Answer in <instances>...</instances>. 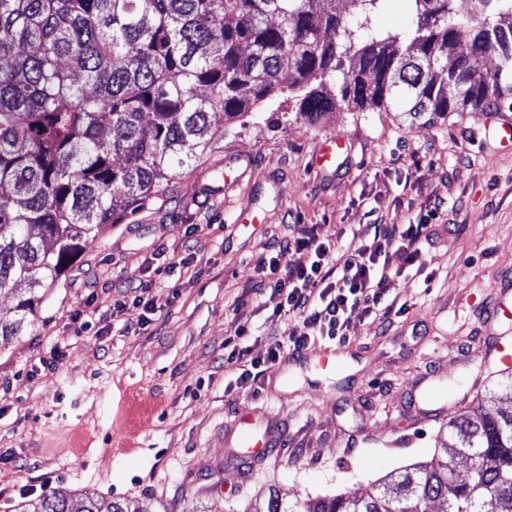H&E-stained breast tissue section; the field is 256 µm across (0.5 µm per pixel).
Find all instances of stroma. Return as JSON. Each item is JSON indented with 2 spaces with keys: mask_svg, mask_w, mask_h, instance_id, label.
Segmentation results:
<instances>
[{
  "mask_svg": "<svg viewBox=\"0 0 512 512\" xmlns=\"http://www.w3.org/2000/svg\"><path fill=\"white\" fill-rule=\"evenodd\" d=\"M499 114L512 107L432 123L344 107L312 125L283 94L217 122L189 166L86 242L31 333L0 350V512L50 491L142 512H244L271 487L287 502L358 495L441 455L448 421L492 413L507 382L480 308L512 270V148L490 127ZM330 136L352 152L321 173L311 156ZM246 204L256 223L239 222ZM434 207L424 270L407 269L393 291L402 312L358 324L342 370L285 355L264 375L276 394L239 387L225 337L249 319L242 344L262 357L290 322L272 319L280 299L258 289L274 243L313 224L351 253L368 244L367 225ZM139 281L156 308L133 335L112 303ZM245 405L282 421L280 448L252 464L224 444Z\"/></svg>",
  "mask_w": 512,
  "mask_h": 512,
  "instance_id": "stroma-1",
  "label": "stroma"
}]
</instances>
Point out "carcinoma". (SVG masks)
I'll return each instance as SVG.
<instances>
[{
    "instance_id": "1",
    "label": "carcinoma",
    "mask_w": 512,
    "mask_h": 512,
    "mask_svg": "<svg viewBox=\"0 0 512 512\" xmlns=\"http://www.w3.org/2000/svg\"><path fill=\"white\" fill-rule=\"evenodd\" d=\"M0 0V349L25 335L82 241L149 199L232 122L286 91L317 121L341 104L413 120L512 100V0H410L401 31L386 0ZM467 51H458L461 35ZM494 57L493 71L483 62ZM511 402L448 422L446 458L362 496L263 512H512ZM32 512H138L125 501L44 494ZM410 3L408 0H388L384 8L374 17V25L380 29L401 30L410 20Z\"/></svg>"
}]
</instances>
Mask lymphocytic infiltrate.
<instances>
[{
  "label": "lymphocytic infiltrate",
  "instance_id": "1",
  "mask_svg": "<svg viewBox=\"0 0 512 512\" xmlns=\"http://www.w3.org/2000/svg\"><path fill=\"white\" fill-rule=\"evenodd\" d=\"M436 217L432 210L409 224L375 225L372 243L343 257L312 227L279 243L258 264L259 285L279 296L278 312L294 316L295 323L286 335L276 337L262 358L249 357L235 339L225 340L224 360L240 366V383L257 384L282 350L298 352L319 339L341 346L358 322L389 316L394 306L387 297L402 273L390 258L398 253L406 265L419 263ZM293 252L304 254V261L289 264Z\"/></svg>",
  "mask_w": 512,
  "mask_h": 512
}]
</instances>
